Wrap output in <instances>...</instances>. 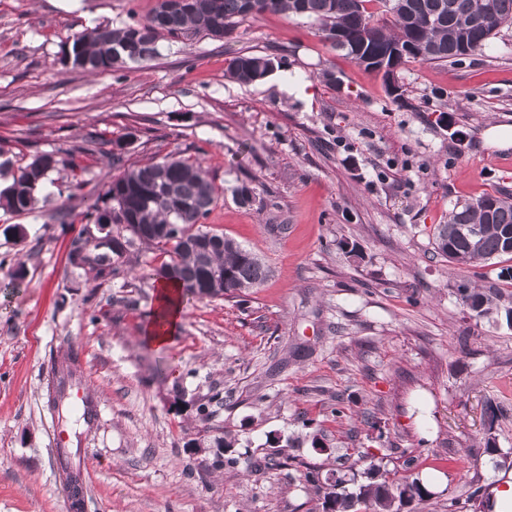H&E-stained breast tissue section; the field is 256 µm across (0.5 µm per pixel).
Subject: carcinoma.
Wrapping results in <instances>:
<instances>
[{
	"label": "carcinoma",
	"mask_w": 512,
	"mask_h": 512,
	"mask_svg": "<svg viewBox=\"0 0 512 512\" xmlns=\"http://www.w3.org/2000/svg\"><path fill=\"white\" fill-rule=\"evenodd\" d=\"M370 0H195L193 10L185 14L168 13L165 2L156 0L150 16L138 20L132 16L121 27H95L75 34L67 42L72 54L83 60V69L102 72L125 67L131 62L146 61L159 55L163 39L191 40L207 36L224 38L244 20L267 11L306 19L319 25L331 47L359 61L357 50L383 55L401 47L391 60L399 68L408 59L428 62L462 61L457 50L468 45L477 55L504 26H512V0H380L394 17L388 28L374 19L366 3ZM271 58L242 54L233 58L227 69L230 78L251 84L264 80L270 73ZM60 169L71 174V184L78 186V173L86 170L73 150L47 151L21 163L3 157L0 151V176L9 177L0 190V211L5 215H22L33 210L37 195L50 175ZM222 193L201 163L180 154L127 169L107 185L96 202L83 213L88 224H116L130 233L126 245L139 243L169 257L160 275L181 286V298L194 290L204 292V284L213 276L224 277V297L233 298L243 291L261 287L270 276V267L253 251L222 233L208 230L205 220ZM146 239L138 235L141 226L163 228ZM216 244L206 261L185 247V240L204 233ZM437 254L456 266H476L503 256H512V195H483L454 206L448 223L439 224L434 232ZM123 252L100 243L88 249L85 259L94 277L116 276L114 258ZM456 294L476 319H484L504 310L505 320H512V305L500 307L503 298L496 288L480 289L469 283L456 288ZM305 481L316 494L323 495L322 512H351L355 503L363 502L368 512H401L404 505L418 499L427 501L433 493L419 479L408 477L399 482L370 481L358 492L336 491L338 478L324 489L319 472L310 468Z\"/></svg>",
	"instance_id": "obj_1"
}]
</instances>
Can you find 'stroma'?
<instances>
[{
  "instance_id": "stroma-1",
  "label": "stroma",
  "mask_w": 512,
  "mask_h": 512,
  "mask_svg": "<svg viewBox=\"0 0 512 512\" xmlns=\"http://www.w3.org/2000/svg\"><path fill=\"white\" fill-rule=\"evenodd\" d=\"M155 3L0 0V148L123 144L89 159L66 223L54 213L66 170L18 217L24 237L0 220V512H70L50 443L51 365L70 348L104 406L77 431L80 512H311L306 468L351 493L373 465L390 482L431 479L433 498L403 512H476L471 486L512 482V328L471 318L455 284L511 294L512 259L460 268L432 242L456 203L512 194V147L484 141L512 126V28L457 65L407 62L395 96L282 13L118 72L63 66L69 37ZM240 54L275 69L240 84L226 74ZM177 151L224 188L208 227L272 273L238 298L185 303L160 347L146 327L165 255L135 245L102 281L68 250L104 185ZM227 454L238 469L215 468Z\"/></svg>"
}]
</instances>
